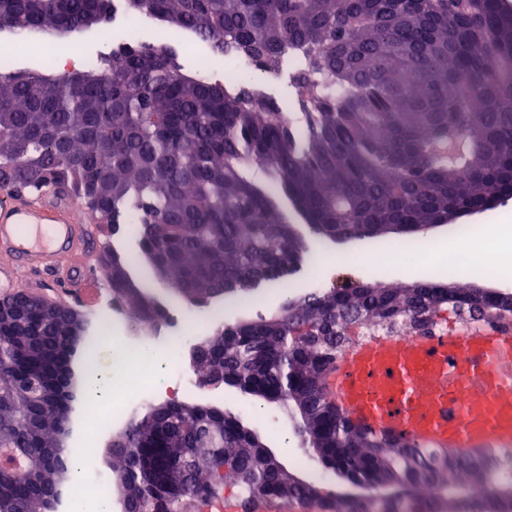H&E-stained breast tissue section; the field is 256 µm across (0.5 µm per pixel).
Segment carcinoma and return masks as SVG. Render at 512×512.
Masks as SVG:
<instances>
[{"label":"carcinoma","instance_id":"carcinoma-1","mask_svg":"<svg viewBox=\"0 0 512 512\" xmlns=\"http://www.w3.org/2000/svg\"><path fill=\"white\" fill-rule=\"evenodd\" d=\"M192 32L213 53L288 76L300 122L273 97L193 79L174 50L128 43L71 75L0 72V193L67 184L115 228L135 256L106 250L112 293L153 333L165 308L131 275L152 261L164 284L207 305L277 283L307 253L280 205L314 235L380 239L479 210L488 189L512 196V11L500 0H0V23L23 34L96 27L118 10ZM493 59L496 67L485 68ZM336 75V88L325 77ZM466 134L455 162L440 153ZM257 167L269 182L251 175ZM27 309L39 337L0 320V512H56L72 492L64 446L92 342L75 343L65 308ZM498 304L471 286L356 284L288 300L274 318L217 325L196 361L200 386L219 375L284 409L312 461L363 496L322 494L286 469L241 415L186 401L130 416L109 455L120 512H199L214 499L243 508L302 501L323 512H512V459L419 446L360 430L321 394L325 370L355 329L420 336L447 314L492 325ZM158 457L145 483L141 453ZM396 485L394 497L377 494Z\"/></svg>","mask_w":512,"mask_h":512}]
</instances>
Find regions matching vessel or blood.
<instances>
[{
	"mask_svg": "<svg viewBox=\"0 0 512 512\" xmlns=\"http://www.w3.org/2000/svg\"><path fill=\"white\" fill-rule=\"evenodd\" d=\"M93 215L68 191L0 197V295L53 289L90 301L95 281L74 254L93 248ZM468 388L467 404L456 393ZM325 400L355 425L444 450L512 446V333L487 327L378 336L347 348L325 372Z\"/></svg>",
	"mask_w": 512,
	"mask_h": 512,
	"instance_id": "vessel-or-blood-1",
	"label": "vessel or blood"
}]
</instances>
